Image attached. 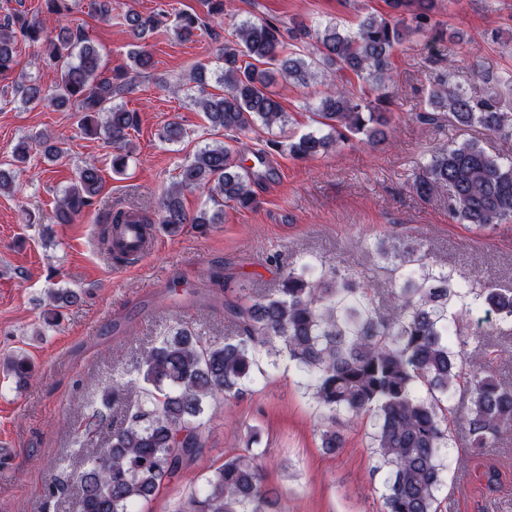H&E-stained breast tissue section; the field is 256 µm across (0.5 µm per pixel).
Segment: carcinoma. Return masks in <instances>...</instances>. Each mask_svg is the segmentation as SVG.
<instances>
[{
    "instance_id": "carcinoma-1",
    "label": "carcinoma",
    "mask_w": 512,
    "mask_h": 512,
    "mask_svg": "<svg viewBox=\"0 0 512 512\" xmlns=\"http://www.w3.org/2000/svg\"><path fill=\"white\" fill-rule=\"evenodd\" d=\"M386 14H368L356 29L343 31L329 21L311 30L301 21L286 29L266 18L245 21L224 40L219 82L222 92L194 100L209 127L245 134L261 127L284 130L289 115L270 86L280 77L299 87H324L312 110L319 128L299 137L271 139L266 146L297 158L329 153L351 139L370 141L388 124L391 103V54L416 33L434 31L440 0H386ZM76 0H44L45 12L58 29L48 59L58 72L50 102L75 108L85 134L104 136L116 153L112 171L122 173L129 157V130L135 113L112 102L116 92L153 67L146 47L136 45L131 65L116 78L101 76L100 55L87 37L66 23ZM168 20L165 12L144 16L129 8L124 21L132 36ZM200 23L179 12L176 38L188 40ZM43 22L24 13L0 25V77L13 69L17 38L35 42ZM354 75L359 89L349 87ZM15 92L26 104L45 99L36 84ZM423 121L446 120L462 131L481 129L512 138V111L500 95H474L452 80L435 77ZM45 153L58 158L66 141L42 138ZM234 147L206 145L178 166L176 185L158 204V221L169 232L184 224L204 229L217 224L223 207L249 208L255 203L251 175L236 159ZM101 170L93 163L78 169L55 206L58 224L72 223L98 201ZM203 190L214 208L187 216L181 193ZM413 189L423 200L448 192V215L459 224L492 228L512 220V159L488 153L470 136L451 141L430 155ZM103 243L112 253V236L122 224L148 226L153 219L137 212H106ZM421 245L405 242L379 250L390 264L394 286L378 300L366 277L350 269L306 261L281 274L278 288L253 297L237 292L224 299V321L233 334L209 343L178 323L136 358L129 378L114 379L103 405L143 394L125 423L98 443L82 448L86 465L73 475L78 495L72 512H137L138 505L190 466L204 448V414L211 401L241 393L267 378L263 358H286L322 413V448L344 445V428L367 416L368 448L383 474L384 512H440L439 497L448 487V448L454 436L449 416L457 392L470 396L466 439L473 455L497 447L501 433L512 429V383L498 377L492 362L464 360V316L481 310L498 325H512V289L486 280L457 281L452 271L419 256ZM8 372L26 383L32 366L20 354L7 362ZM260 455L251 448L227 458L192 494L184 512H278L279 497L262 484Z\"/></svg>"
}]
</instances>
